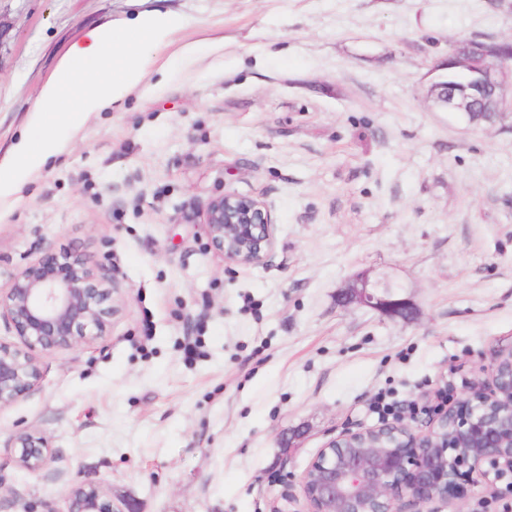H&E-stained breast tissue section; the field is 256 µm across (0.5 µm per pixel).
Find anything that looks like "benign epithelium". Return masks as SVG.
<instances>
[{
  "mask_svg": "<svg viewBox=\"0 0 512 512\" xmlns=\"http://www.w3.org/2000/svg\"><path fill=\"white\" fill-rule=\"evenodd\" d=\"M465 86H429V96L446 112H512V50L493 61L468 65ZM211 247L232 267L266 261L274 249V224L265 201L225 192L213 197L201 216ZM112 277L78 254L61 250L21 268L0 292V319L18 338L0 341V408L36 388L39 358L86 346L106 335L115 312ZM394 284L364 276L350 288L361 305L404 317L406 302L394 298ZM489 389H475L434 414L419 431L397 417L364 429L347 428L328 440L300 476L308 512H400L405 495L419 505L462 497L463 473L486 468L512 476V347L493 359ZM16 465L32 474L53 456L51 439L26 428L14 438ZM69 512H133L108 499L102 485L80 481L69 490Z\"/></svg>",
  "mask_w": 512,
  "mask_h": 512,
  "instance_id": "7a95c632",
  "label": "benign epithelium"
}]
</instances>
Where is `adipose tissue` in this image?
Returning a JSON list of instances; mask_svg holds the SVG:
<instances>
[{
	"instance_id": "adipose-tissue-1",
	"label": "adipose tissue",
	"mask_w": 512,
	"mask_h": 512,
	"mask_svg": "<svg viewBox=\"0 0 512 512\" xmlns=\"http://www.w3.org/2000/svg\"><path fill=\"white\" fill-rule=\"evenodd\" d=\"M186 26L173 11L153 10L129 21H106L71 46L32 110L23 140L0 163V209L11 206L20 184L60 149L63 135L78 133L90 116L118 103L155 65L149 44L174 42Z\"/></svg>"
}]
</instances>
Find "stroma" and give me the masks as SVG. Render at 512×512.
<instances>
[{
	"label": "stroma",
	"mask_w": 512,
	"mask_h": 512,
	"mask_svg": "<svg viewBox=\"0 0 512 512\" xmlns=\"http://www.w3.org/2000/svg\"><path fill=\"white\" fill-rule=\"evenodd\" d=\"M173 10L158 65L93 114L0 211V289L49 251L110 268L106 336L41 356L0 408V512H67L80 480L136 512H308L299 475L346 428L492 383L512 344V114L473 127L426 96L461 39H512L493 0H0V162L70 45ZM261 197L262 264L232 269L199 216ZM400 286L408 318L348 302ZM50 436L38 474L24 428ZM428 512H503L493 476ZM14 442V448H18L14 458L16 465L32 474L40 472L54 454L50 437L37 429H22L15 435Z\"/></svg>",
	"instance_id": "obj_1"
}]
</instances>
